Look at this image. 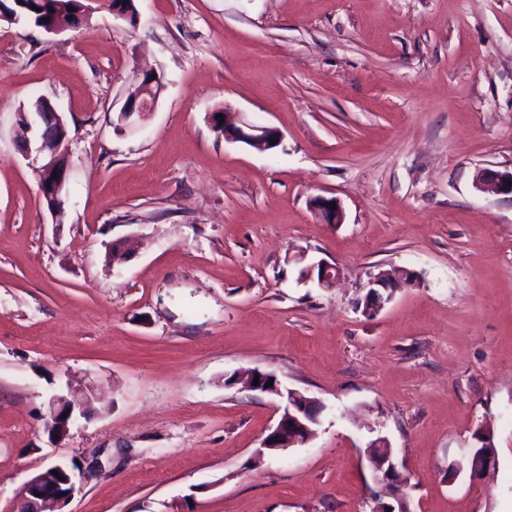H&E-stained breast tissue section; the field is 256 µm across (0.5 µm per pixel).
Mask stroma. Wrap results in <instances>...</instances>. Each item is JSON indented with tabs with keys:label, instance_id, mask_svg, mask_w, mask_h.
<instances>
[{
	"label": "stroma",
	"instance_id": "obj_1",
	"mask_svg": "<svg viewBox=\"0 0 512 512\" xmlns=\"http://www.w3.org/2000/svg\"><path fill=\"white\" fill-rule=\"evenodd\" d=\"M136 6L0 21V512L73 461V512H372L380 436L412 512H512V195L474 182L512 169V0ZM147 71L157 105L117 129ZM39 96L68 130L58 215L15 139ZM227 106L280 144L224 139ZM321 260L335 284L299 282ZM382 270L418 279L364 317ZM254 368L322 405L307 443L256 457L281 400L224 384ZM72 389L92 413L58 441ZM482 426L496 469L444 480ZM313 209L321 217L322 223L339 224L342 223V211L333 198L315 197L312 199ZM336 206V209H333ZM93 399L86 393H69L51 395L47 401L46 428L50 435L56 440H62L68 436L70 424L74 422L77 416L86 418L91 414ZM69 411L66 418H62L63 413ZM65 432V436L58 439L59 431Z\"/></svg>",
	"mask_w": 512,
	"mask_h": 512
}]
</instances>
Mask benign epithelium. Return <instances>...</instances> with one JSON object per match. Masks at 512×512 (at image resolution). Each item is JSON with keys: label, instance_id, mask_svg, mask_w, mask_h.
I'll use <instances>...</instances> for the list:
<instances>
[{"label": "benign epithelium", "instance_id": "7a95c632", "mask_svg": "<svg viewBox=\"0 0 512 512\" xmlns=\"http://www.w3.org/2000/svg\"><path fill=\"white\" fill-rule=\"evenodd\" d=\"M146 81L136 90L133 101L125 102L121 110L122 128L134 126L145 118L163 89L160 76L149 73ZM224 138L242 143H251L256 148L266 151L277 147L281 141L280 132L270 126L255 125L238 112H224V123L220 124ZM40 140L39 153H47V161L39 166L43 181L40 193L47 208L55 213L63 205V197L68 181V162L63 145L67 138L66 125L58 112H30L25 115V122L20 127L19 141L21 151L29 153V135ZM275 143H270V140ZM476 180L480 184H490L500 192L512 194V172L501 173L492 169L478 172ZM313 209L324 224L342 223V211L337 208L333 198L316 197L312 199ZM300 281H314L320 288H329L339 278L338 268L319 261L302 268ZM395 281L388 274L381 272L369 276L362 286L363 299L371 301L366 310L369 315L378 314L393 298ZM92 411V398L86 393L54 394L47 401L46 428L50 435L70 431V424L76 417H88ZM68 416H63V413ZM321 409L314 401L298 391L289 390L286 405L276 423L261 442L256 451L262 457L267 451H285L299 443L308 441L315 433V426L320 424ZM385 453L386 465L371 469L374 483L383 486L392 502H380L374 512H411L407 497L403 493V478L399 470L400 463L395 457L389 441L379 436L369 443ZM468 456L477 457L482 464L468 470L469 477L477 479L494 468L497 463L496 448L491 441H484L479 446L468 449ZM58 474H53V471ZM82 489L81 478L75 469L59 464L41 471L30 478L15 502L11 512H71L69 506L76 494Z\"/></svg>", "mask_w": 512, "mask_h": 512}]
</instances>
